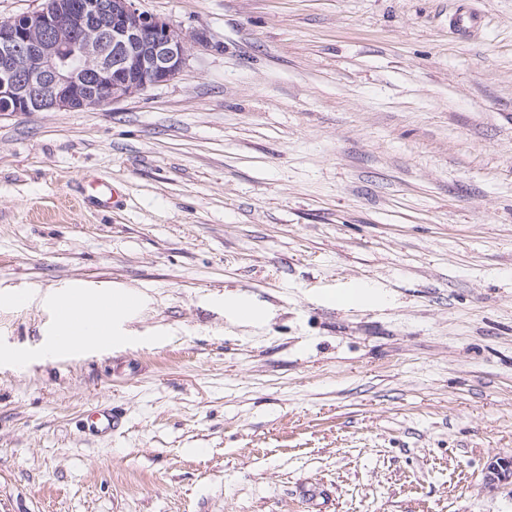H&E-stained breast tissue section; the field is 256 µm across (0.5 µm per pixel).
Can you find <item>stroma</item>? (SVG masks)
Returning <instances> with one entry per match:
<instances>
[{
  "label": "stroma",
  "instance_id": "stroma-1",
  "mask_svg": "<svg viewBox=\"0 0 512 512\" xmlns=\"http://www.w3.org/2000/svg\"><path fill=\"white\" fill-rule=\"evenodd\" d=\"M473 2L138 0L176 78L0 112V512H512V0ZM74 285L143 296L126 341L46 354ZM482 19L473 9L459 6L448 14V28L457 35L469 38L480 27ZM484 484L497 489L502 486L512 487V458L497 457L489 462L484 474Z\"/></svg>",
  "mask_w": 512,
  "mask_h": 512
}]
</instances>
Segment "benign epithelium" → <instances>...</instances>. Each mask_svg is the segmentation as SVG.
I'll return each mask as SVG.
<instances>
[{
  "label": "benign epithelium",
  "mask_w": 512,
  "mask_h": 512,
  "mask_svg": "<svg viewBox=\"0 0 512 512\" xmlns=\"http://www.w3.org/2000/svg\"><path fill=\"white\" fill-rule=\"evenodd\" d=\"M192 37L137 0H47L0 22V112L78 111L174 79ZM484 484L512 487V458L489 462Z\"/></svg>",
  "instance_id": "benign-epithelium-1"
}]
</instances>
